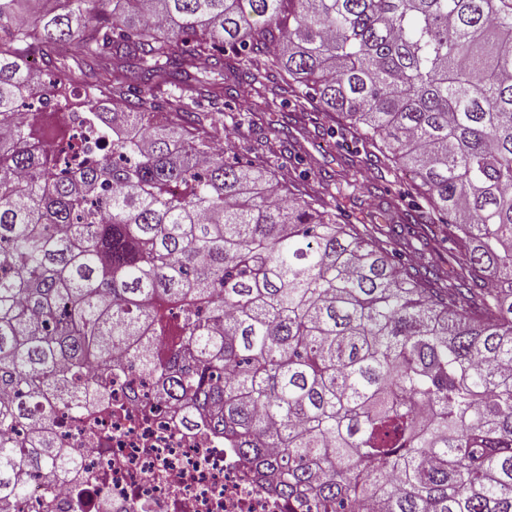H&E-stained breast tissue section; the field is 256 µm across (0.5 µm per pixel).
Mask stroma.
Wrapping results in <instances>:
<instances>
[{"instance_id":"stroma-1","label":"stroma","mask_w":512,"mask_h":512,"mask_svg":"<svg viewBox=\"0 0 512 512\" xmlns=\"http://www.w3.org/2000/svg\"><path fill=\"white\" fill-rule=\"evenodd\" d=\"M249 105V94L240 91L215 101L211 107L221 125L237 131L236 137L229 144L230 149L242 155L246 154L250 142L260 136L268 137L278 145L299 141L302 145L300 159H285L278 154L271 158L273 167L284 180L298 182L304 178L316 179L322 173L333 175L336 183L331 186L326 201L329 206L339 207L342 221L352 224H379L387 231L399 230L400 225L393 209L398 200L399 183L390 179H379L376 169L372 167L362 173L343 166L341 160L351 150V142L342 140L338 134L319 130L311 123L292 125L281 112L265 113L257 128L249 129L239 122L241 114L246 112ZM363 176L375 186L372 195L364 197L359 203L345 199L346 184L359 181Z\"/></svg>"}]
</instances>
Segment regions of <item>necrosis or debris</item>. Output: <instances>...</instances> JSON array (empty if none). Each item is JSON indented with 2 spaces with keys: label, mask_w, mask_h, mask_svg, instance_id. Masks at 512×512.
Returning a JSON list of instances; mask_svg holds the SVG:
<instances>
[{
  "label": "necrosis or debris",
  "mask_w": 512,
  "mask_h": 512,
  "mask_svg": "<svg viewBox=\"0 0 512 512\" xmlns=\"http://www.w3.org/2000/svg\"><path fill=\"white\" fill-rule=\"evenodd\" d=\"M156 342L139 337L113 361L111 405L59 412L51 435L76 469L52 483L28 476L27 496L8 512H291L191 400L163 397L157 374L135 365Z\"/></svg>",
  "instance_id": "4bbe7bcc"
}]
</instances>
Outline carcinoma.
<instances>
[{
    "label": "carcinoma",
    "mask_w": 512,
    "mask_h": 512,
    "mask_svg": "<svg viewBox=\"0 0 512 512\" xmlns=\"http://www.w3.org/2000/svg\"><path fill=\"white\" fill-rule=\"evenodd\" d=\"M34 2L0 0V504L77 467L53 415L153 329L138 364L299 512H512V0ZM199 60L248 126L292 100L409 172L403 229L457 267L314 207L267 139L224 157Z\"/></svg>",
    "instance_id": "1"
}]
</instances>
